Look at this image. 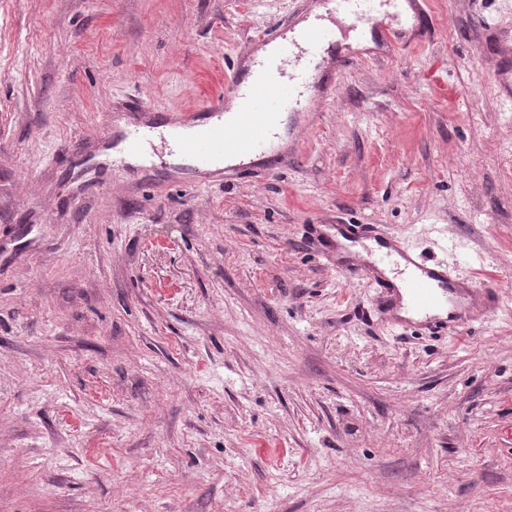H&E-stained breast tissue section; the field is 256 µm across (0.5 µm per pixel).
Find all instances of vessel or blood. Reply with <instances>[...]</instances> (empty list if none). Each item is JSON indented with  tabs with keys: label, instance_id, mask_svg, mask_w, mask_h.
<instances>
[{
	"label": "vessel or blood",
	"instance_id": "1",
	"mask_svg": "<svg viewBox=\"0 0 512 512\" xmlns=\"http://www.w3.org/2000/svg\"><path fill=\"white\" fill-rule=\"evenodd\" d=\"M324 4L330 16L347 19L352 30L371 26L390 41L403 40L402 30L379 17L374 0H324ZM397 6L408 9L411 31L422 39L431 38L426 0H398ZM259 40L274 51L259 61L246 60L249 80L232 75L223 95L204 111L173 113L163 128L149 121L134 123L124 134L126 154L144 156L157 134L170 153L195 158L209 172L221 175L228 159L274 152L281 118L301 108L303 89L314 86L326 98L334 97L336 80L328 72L336 63L325 52L335 46L336 31L328 26L298 29L286 21ZM338 230L350 239L380 241L383 252L377 262L355 261L339 266L338 273L348 281H374L379 311L391 324L416 323L434 334L456 336L499 307L498 287L474 285L453 275L444 262L427 265L400 236L386 232L382 225L342 224Z\"/></svg>",
	"mask_w": 512,
	"mask_h": 512
}]
</instances>
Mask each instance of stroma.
Wrapping results in <instances>:
<instances>
[{
  "instance_id": "1",
  "label": "stroma",
  "mask_w": 512,
  "mask_h": 512,
  "mask_svg": "<svg viewBox=\"0 0 512 512\" xmlns=\"http://www.w3.org/2000/svg\"><path fill=\"white\" fill-rule=\"evenodd\" d=\"M288 115L268 176L97 163L223 93L309 0H0V512H512V0H427ZM106 191H96L98 180ZM310 224H381L503 304L361 309ZM426 0H401L397 1L398 9L408 7L410 13L407 23L410 30L422 39L429 40L432 36V19L426 7ZM157 129L151 121L137 122L131 125L124 134V149L129 157H142L148 147H153L152 137Z\"/></svg>"
}]
</instances>
